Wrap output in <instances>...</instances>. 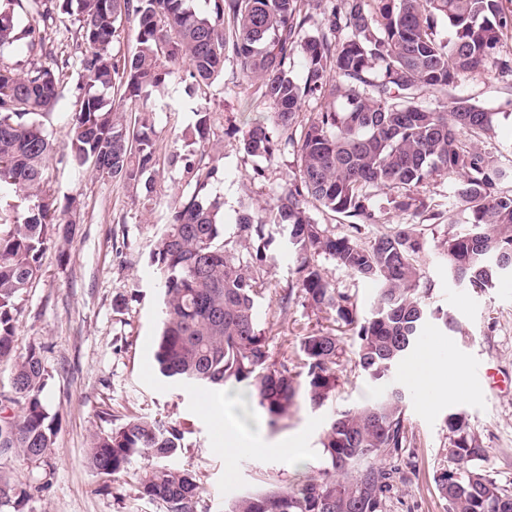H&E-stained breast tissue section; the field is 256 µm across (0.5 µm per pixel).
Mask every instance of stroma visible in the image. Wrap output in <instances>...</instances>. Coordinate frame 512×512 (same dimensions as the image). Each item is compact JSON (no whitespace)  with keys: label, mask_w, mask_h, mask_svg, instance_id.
Listing matches in <instances>:
<instances>
[{"label":"stroma","mask_w":512,"mask_h":512,"mask_svg":"<svg viewBox=\"0 0 512 512\" xmlns=\"http://www.w3.org/2000/svg\"><path fill=\"white\" fill-rule=\"evenodd\" d=\"M42 32L58 59L68 63L62 98L43 117L54 144L45 168V190L74 231L67 243H49L40 279L18 302L17 349L40 346L47 370L43 396L48 412L58 420L46 462L34 466L13 456L0 458V469L17 482H27L35 473L47 478L24 512H163L160 502L137 490L143 460L134 459L116 480L97 475L88 463L91 434L111 431L135 417L185 428L184 446L171 463L195 475L201 487L199 512H227L229 503L244 493L290 487L316 475L322 466L320 436L333 411L365 403L378 391L355 365L357 340L352 332L341 335L334 401L317 410L300 402L298 410L273 427L260 413L249 421L241 419L232 388L201 390L172 382L160 374L153 357L164 279L151 265L150 254L168 208L188 190L182 171L170 166L168 158L185 150L193 109L207 108L212 114L208 152L218 168L211 191L224 201L225 223H233L241 207L269 205L296 173V154L288 148L268 160L253 158L244 153L241 140L248 115H270L271 105L242 78L235 58L225 60L223 77L208 86H192L183 67H176L162 91L140 102L152 114L156 147V190L147 197L111 177L79 174L70 166V122L79 80L78 24L48 23ZM452 93L497 112L495 131L482 146L511 156L512 117L506 109L512 100V76L470 75L459 80ZM451 192L448 177H435L414 190L413 208L404 213L395 209L391 191L373 190L379 221L365 225L360 235L366 242L393 225L416 224L428 245L419 258L423 281L431 286L426 302L455 322L448 330L441 321L429 319L415 356L393 374L405 390L411 444L387 458L398 470L387 512H446L435 479L448 467L445 419L452 412L465 415L485 448L484 468L512 489V276L502 277L483 293L459 287L449 277L443 244L463 219L459 213L446 216ZM316 263L333 287L356 304L358 314L367 313L375 295L373 284L327 256H319ZM296 266L295 251L277 242L258 271L267 286L258 307L260 326L270 338L273 359L292 366L300 362L301 336L335 326L331 313L304 302ZM428 364L449 366L447 389L432 391L413 379V371ZM486 366L500 379L499 388L482 383ZM223 416L238 419L244 433L261 436L273 449L296 442L300 459L225 448L219 422Z\"/></svg>","instance_id":"35a3bbf8"}]
</instances>
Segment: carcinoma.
<instances>
[{
	"label": "carcinoma",
	"mask_w": 512,
	"mask_h": 512,
	"mask_svg": "<svg viewBox=\"0 0 512 512\" xmlns=\"http://www.w3.org/2000/svg\"><path fill=\"white\" fill-rule=\"evenodd\" d=\"M0 0V49L11 44L15 24L27 20L25 50L39 62L25 70L0 63V191L31 202L10 223H0V362L12 363L9 395L0 397V457L15 455L40 464L51 453L55 417L42 396L46 370L41 348L15 349L18 301L41 271L50 237L69 239L70 223L43 202L46 161L53 143L40 121L58 101L63 68L47 49L39 21L74 18L82 93L71 120L69 158L91 169L154 191L156 160L150 113L134 120L108 108L106 93L137 103L165 85L172 66L186 64L192 84H210L232 54L240 73L260 83L274 112L252 118L242 136L246 154L270 159L297 148L298 172L261 209L237 213L232 236L224 235V202L211 193L215 166L205 153H173L190 191L172 207L151 263L165 277L160 333L153 343L160 373L177 382L239 390L240 413L263 408L269 425L288 416L300 392L313 408L333 400L341 352L335 330L303 336L302 366L271 359L258 322L264 281L254 267L284 239L297 253V284L305 301L335 313L357 337L355 364L379 384L372 400L333 412L320 438L323 467L289 488L238 497L228 512H386L394 468L384 453L409 442L405 392L391 379L413 351L420 331L435 315L425 303L418 258L427 250L413 225L400 224L364 244L361 227L376 222L371 189L397 193L394 207L407 211L408 194L437 176L454 180L455 208L466 221L448 238V275L482 293L512 275V164L482 151L497 113L448 95L464 76L512 73L503 54L512 32V11L503 0H329L325 22L303 10L304 0ZM231 28H224V17ZM136 44L114 51L130 18ZM448 24L446 38L438 23ZM305 60L302 79L290 75L295 54ZM441 95L432 106L424 96ZM326 103L299 120L310 98ZM194 142L209 135L211 113L194 111ZM315 204L350 219L337 235L314 223ZM326 255L376 286L369 315L359 316L350 298L336 293L315 265ZM451 465L436 478L448 512H512V490L479 465L486 455L460 413H450ZM181 425L134 418L110 432L92 435L88 462L97 474L116 478L135 458L146 461L137 475L141 495L163 503L165 512H197L200 486L188 470L167 460L182 447ZM27 488L0 472V508L21 506Z\"/></svg>",
	"instance_id": "carcinoma-1"
}]
</instances>
